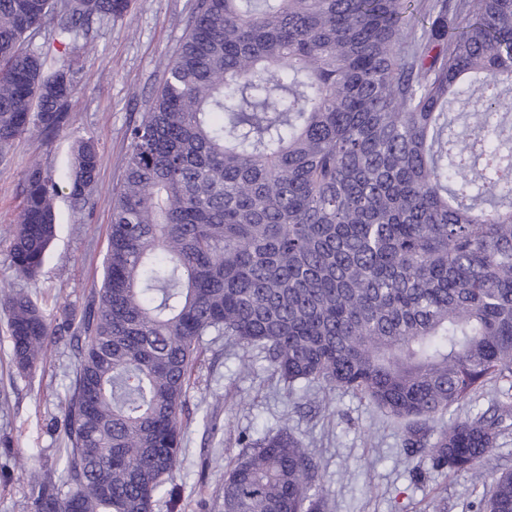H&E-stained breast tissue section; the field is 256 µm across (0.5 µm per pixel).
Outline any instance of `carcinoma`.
I'll use <instances>...</instances> for the list:
<instances>
[{
    "label": "carcinoma",
    "instance_id": "1",
    "mask_svg": "<svg viewBox=\"0 0 512 512\" xmlns=\"http://www.w3.org/2000/svg\"><path fill=\"white\" fill-rule=\"evenodd\" d=\"M130 0H0V158L68 125L71 54ZM197 0L162 86L129 129L103 279L51 325L1 292L13 363L76 342L60 492L33 512H154L184 441L205 336L264 353L292 393L342 388L404 420L405 447L472 472L478 512H512V470L480 468L512 427V0ZM56 14L54 56L22 49ZM98 147L73 150L70 196ZM59 184L23 179L9 240L35 277ZM496 400L478 403L489 387ZM468 407L448 424L446 414ZM224 512H326L319 464L288 427L242 438Z\"/></svg>",
    "mask_w": 512,
    "mask_h": 512
}]
</instances>
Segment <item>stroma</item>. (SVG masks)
Wrapping results in <instances>:
<instances>
[{
	"label": "stroma",
	"mask_w": 512,
	"mask_h": 512,
	"mask_svg": "<svg viewBox=\"0 0 512 512\" xmlns=\"http://www.w3.org/2000/svg\"><path fill=\"white\" fill-rule=\"evenodd\" d=\"M196 0H131L127 14L94 23L93 46L76 51L69 124L15 143L0 162V289L27 293L50 320L61 306L82 312L103 275L111 210L124 175L128 129L147 111L166 67L183 39ZM91 138L99 147L96 183L77 206L66 186L73 147ZM51 170L61 189L54 198L56 236L35 279L16 277L8 231L21 206L22 180L32 165ZM69 339L51 345L28 376L11 362V343L0 320V512H32L34 474L53 470L62 490L70 485L56 461L67 439L61 405L75 376ZM182 412L184 447L172 481L177 512H224V466L238 457L241 436L288 426L320 465L327 512H474L467 473L433 468L424 449L406 452L404 426L367 401L339 389L287 393L259 350L226 346L204 337Z\"/></svg>",
	"instance_id": "obj_1"
}]
</instances>
